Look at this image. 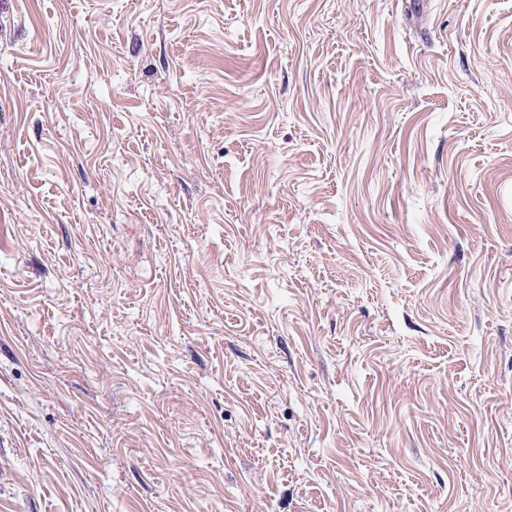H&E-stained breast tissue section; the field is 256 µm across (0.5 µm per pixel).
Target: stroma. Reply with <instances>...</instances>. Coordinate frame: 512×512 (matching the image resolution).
Instances as JSON below:
<instances>
[{"instance_id":"obj_1","label":"stroma","mask_w":512,"mask_h":512,"mask_svg":"<svg viewBox=\"0 0 512 512\" xmlns=\"http://www.w3.org/2000/svg\"><path fill=\"white\" fill-rule=\"evenodd\" d=\"M0 512H512V0H0Z\"/></svg>"}]
</instances>
